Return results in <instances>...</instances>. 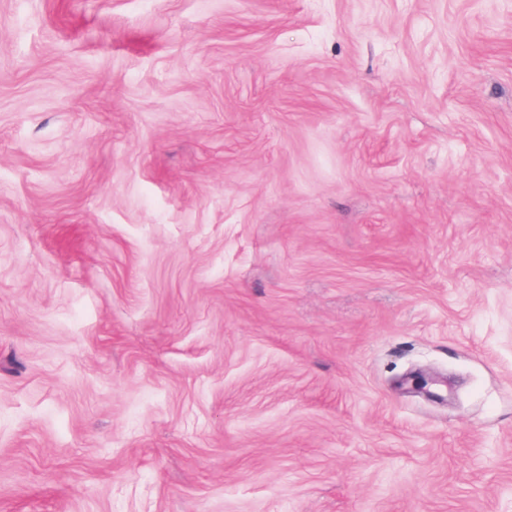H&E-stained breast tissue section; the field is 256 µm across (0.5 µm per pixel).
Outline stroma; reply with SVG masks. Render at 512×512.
Segmentation results:
<instances>
[{"label":"stroma","instance_id":"35a3bbf8","mask_svg":"<svg viewBox=\"0 0 512 512\" xmlns=\"http://www.w3.org/2000/svg\"><path fill=\"white\" fill-rule=\"evenodd\" d=\"M0 512H512V0H0ZM405 382H406V384H410L411 390H413L417 393L423 394L427 398L436 399V400L443 399V395L441 392L432 390L431 387L433 385H440V386L447 387V382L440 381V380L433 378L421 371L411 373L405 379Z\"/></svg>","mask_w":512,"mask_h":512}]
</instances>
